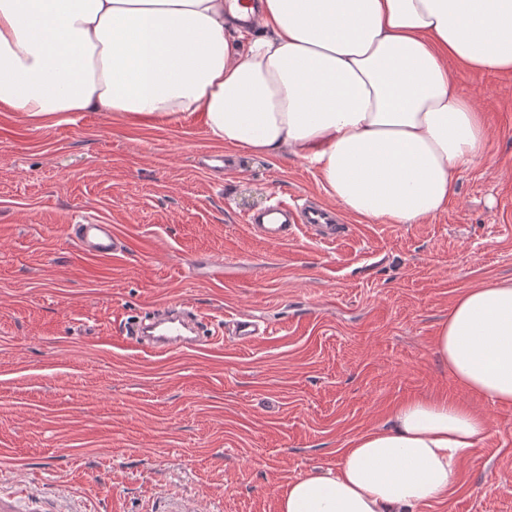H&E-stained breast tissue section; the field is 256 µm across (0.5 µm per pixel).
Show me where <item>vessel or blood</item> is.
<instances>
[{"label":"vessel or blood","instance_id":"1","mask_svg":"<svg viewBox=\"0 0 512 512\" xmlns=\"http://www.w3.org/2000/svg\"><path fill=\"white\" fill-rule=\"evenodd\" d=\"M246 224L273 244L287 242L290 233L302 231L322 239H335L340 223L334 212L309 202L303 205L276 201L259 214L246 216ZM82 249L95 257H110L121 251L111 225L86 221L76 227ZM125 334L132 342L155 354H166L203 343L199 327L188 316L184 304L175 303L150 322L128 324Z\"/></svg>","mask_w":512,"mask_h":512}]
</instances>
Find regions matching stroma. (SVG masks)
<instances>
[{
	"label": "stroma",
	"instance_id": "stroma-1",
	"mask_svg": "<svg viewBox=\"0 0 512 512\" xmlns=\"http://www.w3.org/2000/svg\"><path fill=\"white\" fill-rule=\"evenodd\" d=\"M485 113L484 158L420 224L344 214L328 244L263 242L244 216L274 198L328 203L298 157L220 150L202 113L175 123L0 110V499L43 512H276L289 480L409 397L449 396L490 423L448 497L421 512H512V406L461 389L435 353L456 297L512 278V72L457 73ZM111 225L117 257L70 225ZM172 299L223 343L155 355L124 321ZM252 321L265 336L232 339Z\"/></svg>",
	"mask_w": 512,
	"mask_h": 512
}]
</instances>
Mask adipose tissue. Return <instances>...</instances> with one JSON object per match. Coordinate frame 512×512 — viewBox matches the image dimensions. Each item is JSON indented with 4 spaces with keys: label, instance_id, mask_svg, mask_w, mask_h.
I'll use <instances>...</instances> for the list:
<instances>
[{
    "label": "adipose tissue",
    "instance_id": "1",
    "mask_svg": "<svg viewBox=\"0 0 512 512\" xmlns=\"http://www.w3.org/2000/svg\"><path fill=\"white\" fill-rule=\"evenodd\" d=\"M0 0V106L39 121L106 112L177 122L265 157L292 153L369 222L444 211L486 125L451 62L512 70V0ZM435 352L461 388L512 405V280L468 289ZM448 396L399 402L335 469L290 480L277 512H416L488 435Z\"/></svg>",
    "mask_w": 512,
    "mask_h": 512
}]
</instances>
